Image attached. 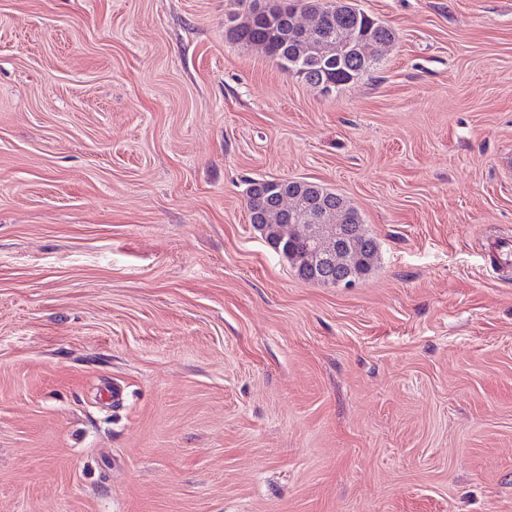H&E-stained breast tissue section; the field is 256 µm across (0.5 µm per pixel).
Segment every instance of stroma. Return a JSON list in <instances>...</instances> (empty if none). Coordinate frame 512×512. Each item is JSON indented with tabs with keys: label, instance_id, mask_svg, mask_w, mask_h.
Instances as JSON below:
<instances>
[{
	"label": "stroma",
	"instance_id": "35a3bbf8",
	"mask_svg": "<svg viewBox=\"0 0 512 512\" xmlns=\"http://www.w3.org/2000/svg\"><path fill=\"white\" fill-rule=\"evenodd\" d=\"M324 93L238 0H0V512H512V0H355ZM380 260L301 279L252 181ZM262 9L257 0L249 1L243 13H232L227 29L229 37L245 44H262L266 55L285 72L311 85L329 83L330 89L357 80L379 63V46L395 40L394 31L358 9L354 4L339 7L341 0H265ZM318 13L323 27L314 33L317 42L339 30L345 47L328 61H320L295 32L299 13ZM250 185L247 191V208L251 224L260 231L269 246L286 259L301 279L308 281L317 278L319 280L318 275H316V273H319L318 269L309 262L307 253L321 261H330V264H326L324 267V278L328 281L327 285L333 287H353L356 281H359L378 264V245L374 238L366 232L368 238L366 244L369 243V249L364 254V258L355 262L347 272L348 280L355 282L347 281L344 270L349 263L351 252L336 251L335 260L331 225L326 224L322 216L309 211V209L304 210L305 219L308 223L304 225L306 239L303 246L306 251L296 239H291L289 236L283 238L282 226L284 224L275 215L272 205L281 193H288V190L293 187L297 189L302 187L313 198H317L320 192L323 194L328 192L325 196L326 202L335 211L339 223L354 226L361 225L365 230V224H363L360 214L341 194L311 182L292 179L255 180Z\"/></svg>",
	"mask_w": 512,
	"mask_h": 512
}]
</instances>
